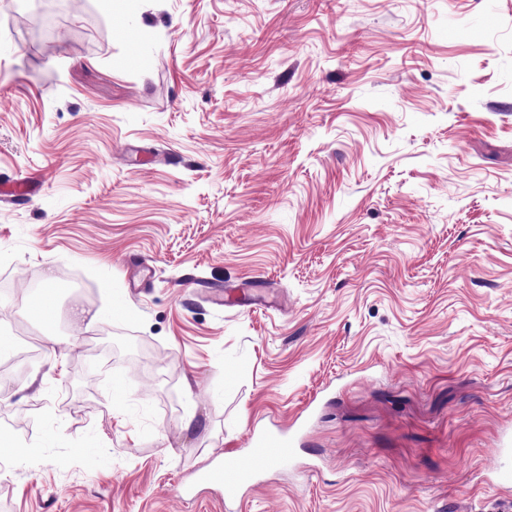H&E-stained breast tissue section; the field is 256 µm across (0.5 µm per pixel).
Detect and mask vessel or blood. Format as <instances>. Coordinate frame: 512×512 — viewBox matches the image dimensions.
Listing matches in <instances>:
<instances>
[{"mask_svg":"<svg viewBox=\"0 0 512 512\" xmlns=\"http://www.w3.org/2000/svg\"><path fill=\"white\" fill-rule=\"evenodd\" d=\"M294 456L292 435L264 431L251 437L245 452L229 456L223 464L202 471L197 480L232 492L250 483L262 470L288 464Z\"/></svg>","mask_w":512,"mask_h":512,"instance_id":"obj_1","label":"vessel or blood"}]
</instances>
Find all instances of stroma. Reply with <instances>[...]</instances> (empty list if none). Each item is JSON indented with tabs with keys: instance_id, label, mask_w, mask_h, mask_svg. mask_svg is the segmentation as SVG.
Segmentation results:
<instances>
[{
	"instance_id": "stroma-1",
	"label": "stroma",
	"mask_w": 512,
	"mask_h": 512,
	"mask_svg": "<svg viewBox=\"0 0 512 512\" xmlns=\"http://www.w3.org/2000/svg\"><path fill=\"white\" fill-rule=\"evenodd\" d=\"M71 4L0 0V512L512 503V0ZM294 456L292 435L264 431L251 437L245 452L231 455L225 458L224 464L202 471L196 480L232 492L250 483L262 470L287 465Z\"/></svg>"
}]
</instances>
